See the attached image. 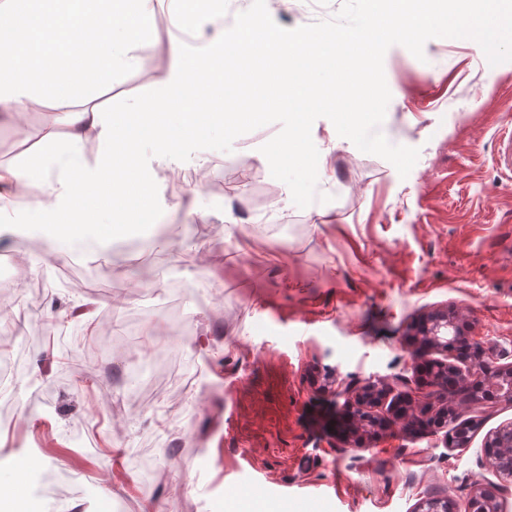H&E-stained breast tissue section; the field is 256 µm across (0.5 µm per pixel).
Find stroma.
I'll return each mask as SVG.
<instances>
[{
    "mask_svg": "<svg viewBox=\"0 0 512 512\" xmlns=\"http://www.w3.org/2000/svg\"><path fill=\"white\" fill-rule=\"evenodd\" d=\"M356 0H263L283 35L341 29ZM374 105L388 147L307 116L309 155L325 169L310 202L271 162L287 128L279 110L219 142L191 141L143 166L169 237L149 251L71 250L75 279L101 293L97 335L70 321L87 379L70 377L51 331L85 295L58 278L43 240L0 227L16 257L0 282V338L16 381H0V466L36 454L65 467L64 491L40 512H226L285 504L292 512H415L421 499L465 505L512 480L483 461L512 403L451 397L480 424L464 448L447 427L393 426L360 446L342 441L345 386L380 376L396 391L423 376L404 336L421 316L453 310L473 335L512 352V40L490 47L424 27L385 41ZM154 335H146V328ZM134 336L135 354L113 346ZM174 376L138 374L162 349ZM155 472L150 489L136 455Z\"/></svg>",
    "mask_w": 512,
    "mask_h": 512,
    "instance_id": "obj_1",
    "label": "stroma"
}]
</instances>
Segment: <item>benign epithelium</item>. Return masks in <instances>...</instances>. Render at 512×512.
Returning a JSON list of instances; mask_svg holds the SVG:
<instances>
[{
  "mask_svg": "<svg viewBox=\"0 0 512 512\" xmlns=\"http://www.w3.org/2000/svg\"><path fill=\"white\" fill-rule=\"evenodd\" d=\"M472 330L468 323L460 324L458 315L454 312L421 318L410 326L409 335L421 337V346L424 348L448 349V344L464 339L472 345L475 358L470 360L466 369L461 373L464 387L470 397L486 400L500 401L512 400V364H496L497 355L487 346L485 341L469 336ZM430 391L427 396L440 403L438 417L448 416L451 405L447 402L448 393V365H437V371L429 384ZM394 386L381 381H367L362 384H351L347 393L351 396L348 405V419L344 427L343 436L346 439L360 438L370 433L374 417L371 411L375 408H385L395 421L406 423V430L414 426L426 428L436 426L433 419H424L411 413L415 397L406 392L391 397ZM486 444L503 450V453L512 457V427H504L493 432L486 440ZM415 512H456V506L446 497L428 498L417 505ZM467 512H499L497 497L487 491L478 490L469 499Z\"/></svg>",
  "mask_w": 512,
  "mask_h": 512,
  "instance_id": "benign-epithelium-1",
  "label": "benign epithelium"
}]
</instances>
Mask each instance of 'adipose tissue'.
<instances>
[{"label":"adipose tissue","mask_w":512,"mask_h":512,"mask_svg":"<svg viewBox=\"0 0 512 512\" xmlns=\"http://www.w3.org/2000/svg\"><path fill=\"white\" fill-rule=\"evenodd\" d=\"M426 25L489 42L512 35V8L504 0H362L346 44L351 62L340 72L332 48L307 31L273 52L263 9L227 31L224 0H0V122L18 128L23 145L20 162L0 163V224L95 250L104 233L155 221L145 146L176 153L285 99L295 118L271 160L306 193L321 174L304 147L309 109L348 103L343 118L359 131L375 116L369 43L393 31L412 41ZM147 40L156 47L149 57ZM130 69L150 84L149 98L106 106L104 95ZM34 106L45 117L30 130L24 119Z\"/></svg>","instance_id":"adipose-tissue-1"}]
</instances>
